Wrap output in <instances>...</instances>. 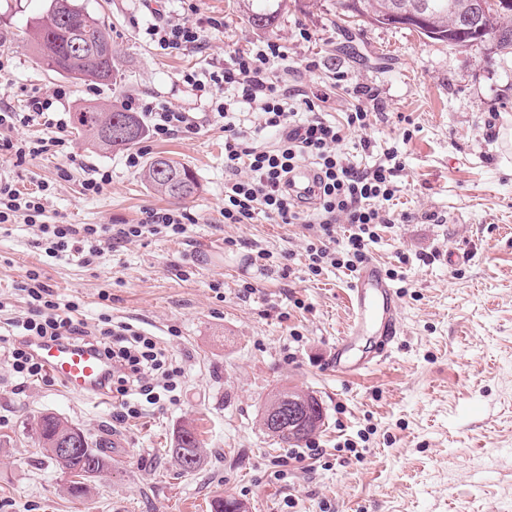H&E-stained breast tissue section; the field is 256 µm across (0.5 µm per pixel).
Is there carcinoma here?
<instances>
[{
    "label": "carcinoma",
    "instance_id": "1",
    "mask_svg": "<svg viewBox=\"0 0 512 512\" xmlns=\"http://www.w3.org/2000/svg\"><path fill=\"white\" fill-rule=\"evenodd\" d=\"M269 0H256L248 21L258 28L274 25L278 10L267 6ZM472 0H337L338 15L358 17L372 25L403 26L418 34L457 47H479L491 41L503 56L512 55V5L483 17L482 30L458 34L459 19L469 10ZM31 42L41 66L48 72L67 74L75 79L115 84L120 79L118 52L112 46L110 27L105 21L80 8L76 0H50L47 14L31 31ZM73 128L110 151L133 146L144 134L136 113L118 107L81 106L73 112ZM143 180L154 191L173 199H187L198 189L191 169L171 158H156L145 168ZM314 406L305 414L302 427L291 430L284 423L272 430L261 422L264 431L277 443L297 446L323 424V411L316 410L319 400L310 396ZM38 445L55 466H60L55 448L62 437L76 431L64 418L46 413L38 423ZM86 447L65 464L74 477L71 495L81 498L90 492V473L100 475L112 467V458L102 444L84 437ZM166 454L189 474L199 466L202 448L193 426L182 425L170 440Z\"/></svg>",
    "mask_w": 512,
    "mask_h": 512
}]
</instances>
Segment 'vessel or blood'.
<instances>
[{"mask_svg":"<svg viewBox=\"0 0 512 512\" xmlns=\"http://www.w3.org/2000/svg\"><path fill=\"white\" fill-rule=\"evenodd\" d=\"M289 179L303 203H311L314 199V170L298 168L290 174ZM347 302L352 315L351 327L346 334L337 337L331 363L338 372L357 375L380 364L386 356L385 345L398 338V300L381 265L371 261L353 275ZM372 330L382 336L383 348L369 355L352 358L350 352L353 341ZM33 351L61 384L76 394H95L108 372L105 358L87 347L61 340H43L34 343Z\"/></svg>","mask_w":512,"mask_h":512,"instance_id":"obj_1","label":"vessel or blood"}]
</instances>
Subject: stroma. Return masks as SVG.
<instances>
[{"label": "stroma", "instance_id": "35a3bbf8", "mask_svg": "<svg viewBox=\"0 0 512 512\" xmlns=\"http://www.w3.org/2000/svg\"><path fill=\"white\" fill-rule=\"evenodd\" d=\"M109 24L122 78L114 85L45 71L29 32L49 0H0V107L22 111L29 95L60 85L66 114L86 104L119 106L130 97L162 100L193 113L200 130L164 141L141 139L144 161L165 156L188 166L199 190L182 208L196 218L179 238L153 237L86 265L53 259L35 247L34 227H0V326L25 307L19 289L38 270L55 293L80 303L75 319L101 312L159 337L185 371L177 404L113 425L112 404L67 391L54 377L19 383L0 361V512H211L233 497L247 512H512V57L493 48H460L415 31L340 22L336 0H288L273 27L246 20L245 0H199L203 47L167 54L146 23L186 18L180 0H78ZM315 37L297 40L299 26ZM266 38L288 49V85L320 95L321 114L342 121L351 99L333 74L366 84L378 108L360 137L374 156L397 149L403 168L394 210L370 250L392 273L402 332L381 365L357 377L332 372L333 344L349 325L350 270L305 272L309 232L258 218L225 223L224 129L212 116L209 89L187 84L212 57ZM318 54L321 65L305 71ZM58 150L16 163L0 160V179L24 192L52 186L50 224H135L146 209L172 207L129 168L126 155L94 146L73 128ZM111 179L93 197L82 182L92 169ZM265 249L291 254V276L259 271L247 260ZM468 252L449 266V251ZM109 302H101V294ZM303 307H296L294 299ZM290 387L321 402L310 466L263 434L266 399ZM59 414L94 439L112 440V468L90 492L73 497L69 479L42 454L38 420ZM193 423L202 463L180 474L165 454L174 431ZM364 434L360 454L340 439Z\"/></svg>", "mask_w": 512, "mask_h": 512}]
</instances>
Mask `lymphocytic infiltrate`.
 Wrapping results in <instances>:
<instances>
[{"label": "lymphocytic infiltrate", "instance_id": "f902f5d3", "mask_svg": "<svg viewBox=\"0 0 512 512\" xmlns=\"http://www.w3.org/2000/svg\"><path fill=\"white\" fill-rule=\"evenodd\" d=\"M203 30L186 19H161L148 24L145 33L160 51L171 53L201 46ZM286 58L285 45L268 39L235 49L211 64L207 82L215 91V116L224 122V221L250 224L262 215L283 224L307 225L313 231L306 247L309 275H321L328 266L354 270L368 260L378 226L397 221L393 201L402 161L392 150L364 167L353 154L339 149L345 128L369 127L370 104L376 99L371 88L349 84L346 73L336 72L337 86L346 90L352 103L344 125L327 122L317 117L313 99L290 91L277 76L274 66ZM69 95L67 86L60 85L49 96H30L24 111L0 110V128L26 126L44 118L54 102ZM241 105L251 109L255 131H248L238 118ZM125 108L146 118L155 140L199 131L191 113L163 101L130 100ZM259 131L274 134L275 143H258ZM305 160L315 164L318 187L311 213L288 189L289 173ZM45 199V193H24L0 182V224L24 220L36 226L35 245L47 256H75L87 265L107 248L161 234L184 235L193 221L187 210L167 208L146 210L135 224H50L44 219ZM20 289L27 297V310L24 316L11 319L12 335L0 336V357L17 379H38L48 373L30 353L31 341L66 340L98 351L110 364L100 390L115 401L113 421L123 424L149 409L176 403L183 370L155 337L142 334L132 324L113 322L104 313L93 326L74 319L78 303L60 302L37 272H30Z\"/></svg>", "mask_w": 512, "mask_h": 512}]
</instances>
